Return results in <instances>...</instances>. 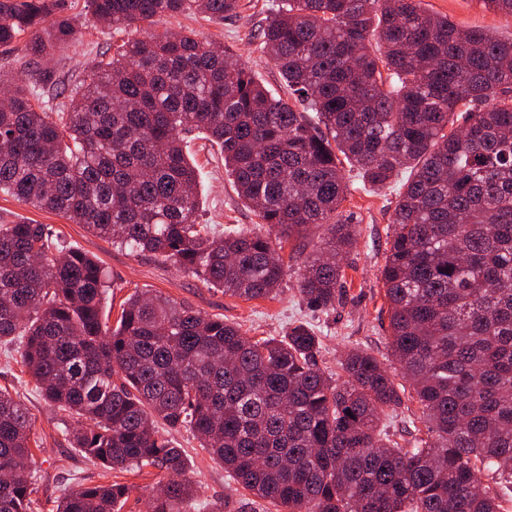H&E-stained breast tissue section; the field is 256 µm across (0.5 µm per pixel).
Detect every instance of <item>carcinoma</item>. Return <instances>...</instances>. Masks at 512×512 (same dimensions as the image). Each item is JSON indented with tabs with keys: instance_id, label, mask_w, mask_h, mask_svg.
Segmentation results:
<instances>
[{
	"instance_id": "obj_1",
	"label": "carcinoma",
	"mask_w": 512,
	"mask_h": 512,
	"mask_svg": "<svg viewBox=\"0 0 512 512\" xmlns=\"http://www.w3.org/2000/svg\"><path fill=\"white\" fill-rule=\"evenodd\" d=\"M85 8L138 31L163 15L222 19L243 0ZM25 34L29 66L47 77L44 62L80 31L63 0H0V46ZM262 39L285 97L183 31L118 45L53 114L22 78L0 74L11 95L0 107V191L247 300L277 297L283 243L325 224L299 292L328 310L357 240L339 211L343 164L373 189L408 173L382 281L393 355L426 436L407 448L383 432L401 404L383 363L351 349L339 384L317 366L320 339L303 324L255 340L141 291L109 326L105 268L41 224H0V345L14 346L46 401L81 418L63 434L85 458L165 472L147 512H188L193 498L184 451L160 420L249 491L242 512H501L500 492L512 489V37L419 0H283ZM187 127L221 148L267 234L215 236L197 222ZM31 436L27 407L1 389L0 512H30ZM127 495L120 483L81 486L56 512H120Z\"/></svg>"
}]
</instances>
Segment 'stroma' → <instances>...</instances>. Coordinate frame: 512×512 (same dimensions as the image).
I'll return each mask as SVG.
<instances>
[{
    "label": "stroma",
    "instance_id": "stroma-1",
    "mask_svg": "<svg viewBox=\"0 0 512 512\" xmlns=\"http://www.w3.org/2000/svg\"><path fill=\"white\" fill-rule=\"evenodd\" d=\"M279 2L251 0L250 7L239 15L221 20L192 15L161 17L155 20L151 30L155 33L185 30L207 36L215 46L233 52L237 62L251 69L268 90L280 94L284 82L260 45L261 31ZM420 6L460 26L479 27L502 38L512 37V17L484 9L481 0H420ZM65 7L74 16L82 35L65 50L56 52L51 60L53 77L40 88L47 101H68L83 71L94 66L112 45L132 37L130 30L93 21L86 13L85 0H65ZM183 138L190 158L200 169L199 223L216 225L223 232L254 229L258 219L237 197L217 146L194 130L184 133ZM346 178L349 191L342 211L354 214L359 234L343 263V300L327 312L312 310L303 301L298 290L297 268L293 265L286 271L276 299L247 301L224 294L174 262L148 254H130L92 234L84 225L34 210L3 191L0 192V224L44 225L62 245L97 257L109 275L112 306H119L133 292L156 290L188 303L202 314L237 324L249 337L278 338L290 324L304 322L321 340L319 366L333 374L338 371V360L349 348L358 347L371 353L388 368L401 397L395 416L385 418L384 423L388 431L409 440L422 429V414L408 382L392 362L388 305L381 276L392 235L391 218L402 182L397 179L390 187L374 191L363 186L356 172H347ZM0 388L19 398L32 416V433L38 442L31 465L34 512H54L56 502L78 486L115 481L129 487L122 512H146L152 494L164 477L163 472L152 467L140 472L108 471L84 459L62 435L59 413L43 399L20 364L1 350ZM172 438L185 452V477L195 486L198 501L220 503L224 512H237L244 491L228 476L223 465L202 450L187 432L173 433Z\"/></svg>",
    "mask_w": 512,
    "mask_h": 512
}]
</instances>
